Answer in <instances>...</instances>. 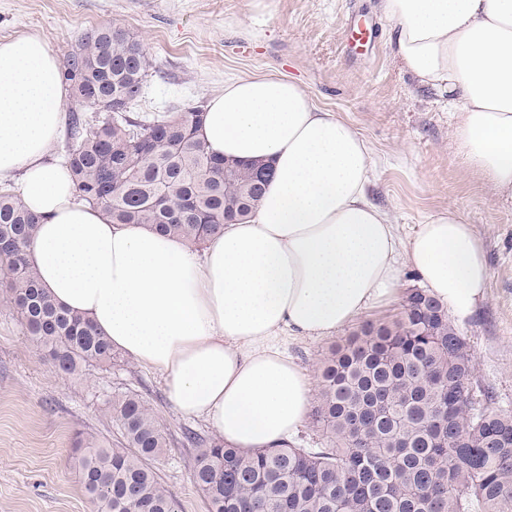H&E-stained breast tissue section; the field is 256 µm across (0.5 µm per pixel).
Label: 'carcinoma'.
Returning a JSON list of instances; mask_svg holds the SVG:
<instances>
[{
	"label": "carcinoma",
	"mask_w": 512,
	"mask_h": 512,
	"mask_svg": "<svg viewBox=\"0 0 512 512\" xmlns=\"http://www.w3.org/2000/svg\"><path fill=\"white\" fill-rule=\"evenodd\" d=\"M63 80L83 105L138 103L148 66L119 26L88 32ZM201 107L145 121L130 112L69 113L65 158L81 200L114 224H143L206 244L261 200L265 169L215 157L199 138ZM38 217L0 191V295L54 370L112 365V345L83 316L55 304L25 249ZM473 360L448 310L422 290L390 320L367 322L322 362L317 423L329 448L241 450L193 431L190 479L209 512H512V412L475 394ZM124 447L77 432L81 484L99 512H175L147 461L168 437L133 391L112 393Z\"/></svg>",
	"instance_id": "1"
}]
</instances>
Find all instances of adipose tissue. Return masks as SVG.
<instances>
[{
	"mask_svg": "<svg viewBox=\"0 0 512 512\" xmlns=\"http://www.w3.org/2000/svg\"><path fill=\"white\" fill-rule=\"evenodd\" d=\"M393 48L420 84L448 92L469 167L512 198V0H378ZM70 90L41 38L0 40V184L41 222L27 250L51 298L114 350L164 377L168 402L236 448H284L312 407V384L282 345L321 338L387 302L410 266L464 318L489 270L452 209L401 239L371 204V149L284 75L245 76L209 100V151L272 170L262 204L202 252L177 236L115 224L79 200L52 155Z\"/></svg>",
	"mask_w": 512,
	"mask_h": 512,
	"instance_id": "1",
	"label": "adipose tissue"
}]
</instances>
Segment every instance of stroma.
Returning <instances> with one entry per match:
<instances>
[{"mask_svg": "<svg viewBox=\"0 0 512 512\" xmlns=\"http://www.w3.org/2000/svg\"><path fill=\"white\" fill-rule=\"evenodd\" d=\"M376 0H0V40L41 37L59 59L92 30L118 25L140 43L152 71L134 113L163 115L208 102L225 82L281 74L315 102L351 122L372 149L370 199L386 209L400 236L428 216L455 209L476 229L489 268L484 300L453 324L473 355L474 384L512 412V200L468 169L451 134L448 96L421 87L392 47ZM369 23L373 42L349 43ZM131 389L147 399L168 434L151 461L178 512H208L190 480L194 451L167 401L163 377L125 355L78 377L56 373L0 306V512H97L71 458L74 430L118 445L108 401Z\"/></svg>", "mask_w": 512, "mask_h": 512, "instance_id": "stroma-1", "label": "stroma"}]
</instances>
